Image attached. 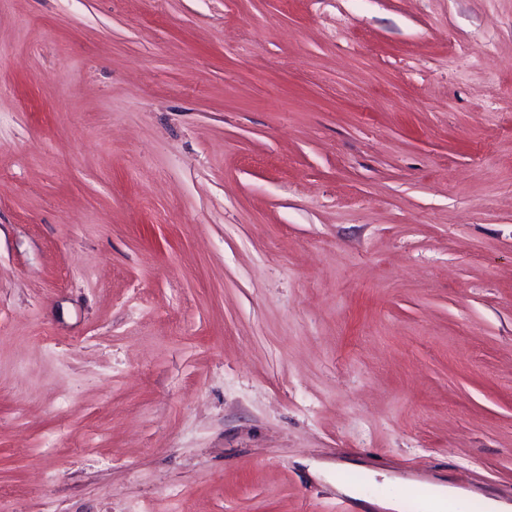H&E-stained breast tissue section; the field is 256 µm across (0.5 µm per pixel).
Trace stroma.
Here are the masks:
<instances>
[{"label": "stroma", "mask_w": 512, "mask_h": 512, "mask_svg": "<svg viewBox=\"0 0 512 512\" xmlns=\"http://www.w3.org/2000/svg\"><path fill=\"white\" fill-rule=\"evenodd\" d=\"M512 504V0H0V512Z\"/></svg>", "instance_id": "stroma-1"}]
</instances>
